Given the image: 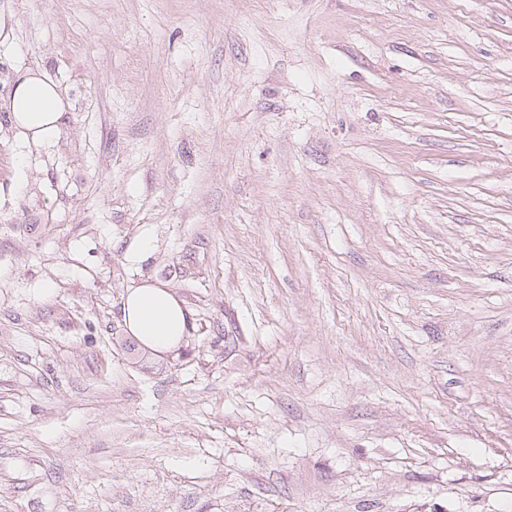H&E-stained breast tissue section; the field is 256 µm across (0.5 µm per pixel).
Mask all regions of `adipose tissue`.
<instances>
[{"label":"adipose tissue","mask_w":512,"mask_h":512,"mask_svg":"<svg viewBox=\"0 0 512 512\" xmlns=\"http://www.w3.org/2000/svg\"><path fill=\"white\" fill-rule=\"evenodd\" d=\"M5 106L21 138L40 145L60 131L66 106L56 84L43 75L19 77ZM126 331L139 344L159 354L176 348L188 332V316L181 302L167 288L144 283L129 289L122 301Z\"/></svg>","instance_id":"1"}]
</instances>
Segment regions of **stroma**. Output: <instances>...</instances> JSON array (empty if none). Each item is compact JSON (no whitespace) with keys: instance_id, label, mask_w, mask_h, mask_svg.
<instances>
[{"instance_id":"obj_1","label":"stroma","mask_w":512,"mask_h":512,"mask_svg":"<svg viewBox=\"0 0 512 512\" xmlns=\"http://www.w3.org/2000/svg\"><path fill=\"white\" fill-rule=\"evenodd\" d=\"M28 71L0 512H512V0H0ZM24 73L5 99L11 124L21 138L35 145L49 142L60 131L67 107L57 85L44 74ZM126 331L139 344L159 354L176 348L187 335L188 316L175 295L154 283L130 288L122 301Z\"/></svg>"}]
</instances>
